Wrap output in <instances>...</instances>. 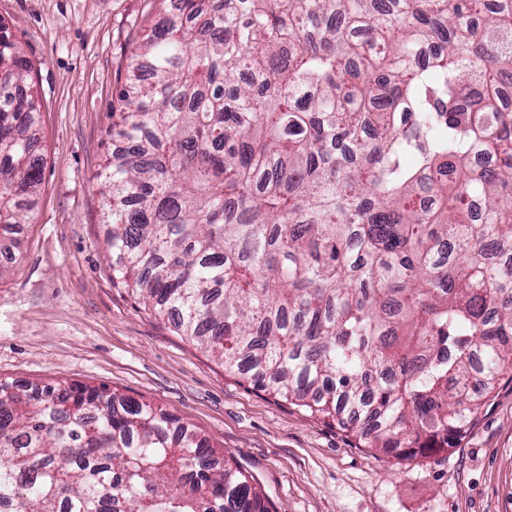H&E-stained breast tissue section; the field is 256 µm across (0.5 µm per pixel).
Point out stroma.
<instances>
[{
	"instance_id": "obj_1",
	"label": "stroma",
	"mask_w": 512,
	"mask_h": 512,
	"mask_svg": "<svg viewBox=\"0 0 512 512\" xmlns=\"http://www.w3.org/2000/svg\"><path fill=\"white\" fill-rule=\"evenodd\" d=\"M170 0H0L35 70L45 155L19 256L0 279V379L147 400L252 476L275 512H512V384L445 451L400 461L225 373L112 281L99 174L129 57Z\"/></svg>"
}]
</instances>
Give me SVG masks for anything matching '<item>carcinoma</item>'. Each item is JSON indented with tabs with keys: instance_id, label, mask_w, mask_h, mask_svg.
Returning a JSON list of instances; mask_svg holds the SVG:
<instances>
[{
	"instance_id": "cac0c4a2",
	"label": "carcinoma",
	"mask_w": 512,
	"mask_h": 512,
	"mask_svg": "<svg viewBox=\"0 0 512 512\" xmlns=\"http://www.w3.org/2000/svg\"><path fill=\"white\" fill-rule=\"evenodd\" d=\"M112 109V273L179 335L399 460L512 383V0H177ZM0 38V254L38 194ZM479 152L494 167L471 162ZM0 512H271L159 406L0 379Z\"/></svg>"
}]
</instances>
